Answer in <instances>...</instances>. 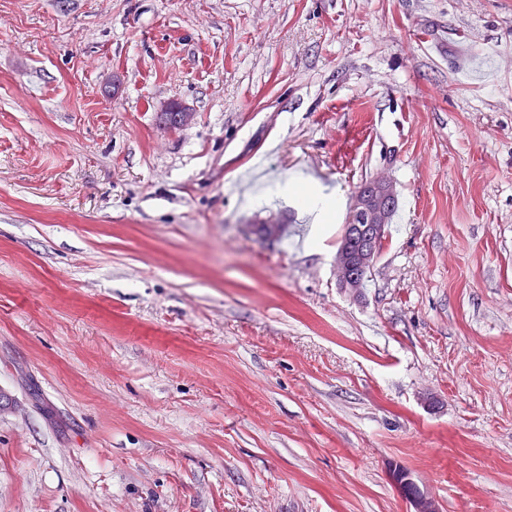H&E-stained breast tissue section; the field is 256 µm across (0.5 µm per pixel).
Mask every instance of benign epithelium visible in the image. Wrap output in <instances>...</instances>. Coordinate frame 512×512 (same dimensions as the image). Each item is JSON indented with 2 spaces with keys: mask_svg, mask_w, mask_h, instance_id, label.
<instances>
[{
  "mask_svg": "<svg viewBox=\"0 0 512 512\" xmlns=\"http://www.w3.org/2000/svg\"><path fill=\"white\" fill-rule=\"evenodd\" d=\"M372 186L379 188L385 195V203L372 207L367 204L365 194L358 192L354 194L351 208V219L359 221L370 228L367 241L360 248V262L358 266H353L346 252L342 251L336 254L334 262V273L336 279L344 284H349L358 279V273L372 267L379 256L378 241L386 235V229L390 222V211L393 208L395 197L392 195V189L389 182L378 178L372 180ZM391 481L394 483L402 498L409 503L412 512H439L437 501L426 492L420 497L410 495L406 488V483L413 480V477H405V473L397 471L390 474Z\"/></svg>",
  "mask_w": 512,
  "mask_h": 512,
  "instance_id": "benign-epithelium-1",
  "label": "benign epithelium"
}]
</instances>
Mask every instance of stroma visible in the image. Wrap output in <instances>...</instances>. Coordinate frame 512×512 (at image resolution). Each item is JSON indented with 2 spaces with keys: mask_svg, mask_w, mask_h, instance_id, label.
Masks as SVG:
<instances>
[{
  "mask_svg": "<svg viewBox=\"0 0 512 512\" xmlns=\"http://www.w3.org/2000/svg\"><path fill=\"white\" fill-rule=\"evenodd\" d=\"M395 465L512 512V0H0V512H407ZM372 187L379 188L385 195V203L378 207L369 206L366 202L365 196L367 193H362L360 190L367 183H363L357 187V192L353 196L352 208H351V220H354V223H357L358 220L361 224L359 227H353L352 225L357 224H348V220L344 224L343 231L347 225V236L350 235V230L352 233V237H343L338 245L339 249L350 250L355 252L359 249V245L362 241L365 240L367 235V230L364 229V225L367 224L366 227L370 228V233L367 236V241L363 247L360 248V262L358 266H353L350 261L345 250L336 254V261L334 262V273L336 274V279L342 281L344 284L348 285L350 282L353 283L356 279H358V273L360 271H366L370 269L375 262V260L379 256L378 251V241L380 238L386 235V229L390 222V211L393 208L394 203H396L393 191L391 189V185L384 179L378 178L371 180ZM380 190H369V196L373 199L377 198L382 202L383 199L380 198L382 195ZM395 201V202H393ZM386 239V236H385ZM354 240V245L351 241ZM290 190L298 196L309 210L320 216H326L335 211L336 202L333 198L321 196L313 190L303 188L297 184H293V188H289Z\"/></svg>",
  "mask_w": 512,
  "mask_h": 512,
  "instance_id": "35a3bbf8",
  "label": "stroma"
}]
</instances>
